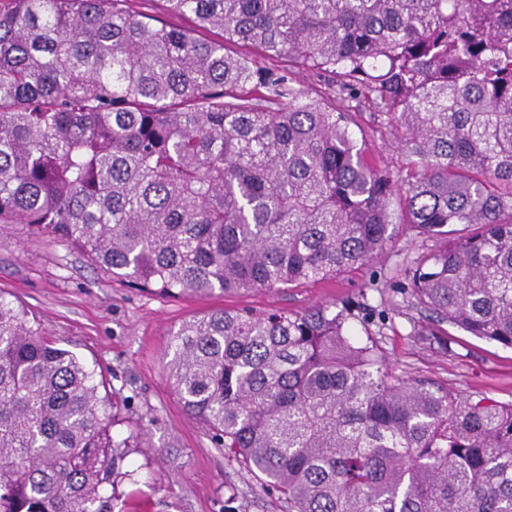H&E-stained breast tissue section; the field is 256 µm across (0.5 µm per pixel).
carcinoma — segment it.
I'll return each mask as SVG.
<instances>
[{"label": "carcinoma", "mask_w": 512, "mask_h": 512, "mask_svg": "<svg viewBox=\"0 0 512 512\" xmlns=\"http://www.w3.org/2000/svg\"><path fill=\"white\" fill-rule=\"evenodd\" d=\"M163 2L187 24L0 0V224L169 298L347 273L406 225L441 241L405 270L409 305L512 347V0ZM367 108L405 165L370 157ZM384 321L364 292L220 308L165 368L289 512H512V403L396 373ZM98 388L0 295V512H129Z\"/></svg>", "instance_id": "obj_1"}]
</instances>
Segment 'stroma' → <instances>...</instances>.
<instances>
[{"label":"stroma","mask_w":512,"mask_h":512,"mask_svg":"<svg viewBox=\"0 0 512 512\" xmlns=\"http://www.w3.org/2000/svg\"><path fill=\"white\" fill-rule=\"evenodd\" d=\"M436 240L400 229L361 269L292 288L208 298H168L107 277L70 242L37 236L24 224H0V294L21 302L59 344L96 374L114 404L117 438L129 439L117 495H135L133 512H288L274 491L229 462L204 426L190 418L164 368L170 334L216 308L301 311L366 292L383 305V346L391 365L409 376L447 383L457 393L485 391L512 401V348L469 336L408 307L397 289L405 267ZM386 282L387 297L372 281ZM436 335H427L428 326Z\"/></svg>","instance_id":"obj_1"}]
</instances>
